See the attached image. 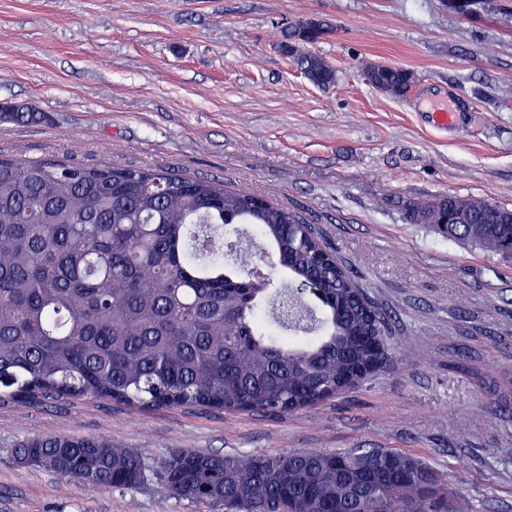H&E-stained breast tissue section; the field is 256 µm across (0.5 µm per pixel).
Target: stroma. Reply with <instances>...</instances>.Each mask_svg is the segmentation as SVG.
Listing matches in <instances>:
<instances>
[{
	"label": "stroma",
	"instance_id": "35a3bbf8",
	"mask_svg": "<svg viewBox=\"0 0 512 512\" xmlns=\"http://www.w3.org/2000/svg\"><path fill=\"white\" fill-rule=\"evenodd\" d=\"M323 27L303 51L286 34ZM372 63L412 74L403 97ZM0 153L162 166L301 214L388 318L391 359L356 388L281 416L136 411L94 397L0 403V512H208L151 474L94 490L13 459L37 434L95 436L156 469L172 448L244 458L393 448L429 463L469 512H512V261L409 224L398 200L512 209V0H0ZM454 120L435 124L436 103ZM285 49L305 76L312 82L324 85L334 81V70L322 58L307 53H300L299 49L290 43L285 44Z\"/></svg>",
	"mask_w": 512,
	"mask_h": 512
}]
</instances>
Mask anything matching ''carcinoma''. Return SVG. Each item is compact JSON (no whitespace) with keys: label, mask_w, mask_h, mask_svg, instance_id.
Listing matches in <instances>:
<instances>
[{"label":"carcinoma","mask_w":512,"mask_h":512,"mask_svg":"<svg viewBox=\"0 0 512 512\" xmlns=\"http://www.w3.org/2000/svg\"><path fill=\"white\" fill-rule=\"evenodd\" d=\"M287 53L328 84L320 57ZM383 92L412 74L365 69ZM210 179L162 168L22 162L0 154V391L3 400L90 396L131 407L207 406L281 415L344 393L379 371L387 322L298 213ZM463 211L437 230L512 259V209L451 194L402 204L404 220ZM251 227L288 277L241 274L263 262L224 253ZM321 293L322 311L294 289ZM306 317L288 320L289 303ZM33 464L97 489H134L145 464L108 438L34 435L15 448ZM159 477L170 497L222 512H466L423 459L388 448L294 450L247 458L172 448Z\"/></svg>","instance_id":"cac0c4a2"}]
</instances>
